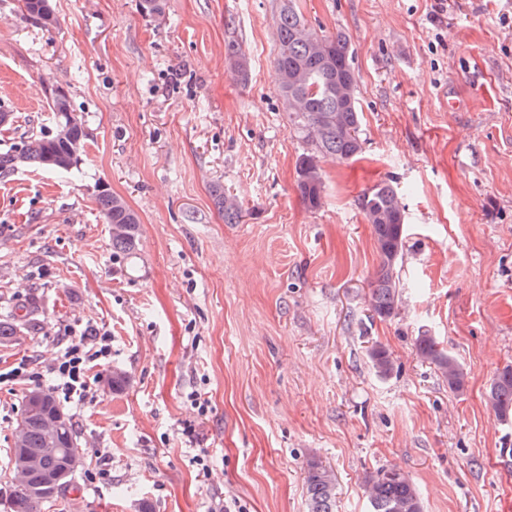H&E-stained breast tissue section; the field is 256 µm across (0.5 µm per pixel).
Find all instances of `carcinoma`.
<instances>
[{
    "mask_svg": "<svg viewBox=\"0 0 512 512\" xmlns=\"http://www.w3.org/2000/svg\"><path fill=\"white\" fill-rule=\"evenodd\" d=\"M26 18L47 26L53 10L45 0H19ZM276 64L281 75V95L288 106V118L309 149L299 156L297 188L304 205L318 209L323 203L324 177L320 156L349 161L362 152L361 112L358 85L350 64L351 47L346 34H323L311 28L297 10L295 0H282L277 27ZM49 107L56 119L55 131L32 136L9 151L0 153V175L13 172L22 164L69 172L77 167L79 154L88 133L73 113L69 96L61 89L50 94ZM216 204L224 209V220L234 224L240 212L224 188L212 190ZM100 212L111 226L112 252L125 254L137 243L139 218L123 198L107 190L97 197ZM359 207L374 236L378 264L369 288L372 315L387 319L396 314L399 304V265L405 247V209L396 188L383 182L363 193ZM34 320V310H26L24 322L0 320V339L9 340L21 327ZM415 348L422 361L434 366L448 388L461 393L467 373L463 365L440 348L433 336L416 337ZM367 359L375 374L387 378L394 371L388 351L379 344L367 349ZM487 401L501 422L512 420V366L498 371L490 383ZM20 421L28 427L24 446L12 448V458L26 456L39 460L38 467L14 484L11 512H32L36 498L49 505L71 487L75 471L68 458L78 451V436L71 418L57 436L61 451L44 454L45 435L40 416L24 402ZM308 512H336V478L332 470L312 460L306 476ZM363 492L369 512H424V504L412 479L394 468H381L365 477Z\"/></svg>",
    "mask_w": 512,
    "mask_h": 512,
    "instance_id": "obj_1",
    "label": "carcinoma"
}]
</instances>
